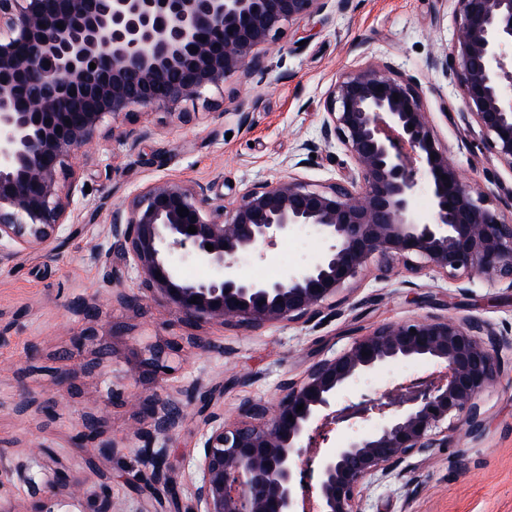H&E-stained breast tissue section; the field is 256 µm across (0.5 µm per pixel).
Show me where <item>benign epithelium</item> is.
<instances>
[{
	"mask_svg": "<svg viewBox=\"0 0 512 512\" xmlns=\"http://www.w3.org/2000/svg\"><path fill=\"white\" fill-rule=\"evenodd\" d=\"M452 2L458 27L449 58L435 66L463 93L461 119L474 120L489 148L512 165V0ZM350 3L0 0V262L64 246L80 206L65 175L75 150L92 146L106 119L129 118L141 107L175 111L208 90L222 91L236 72L262 76V49L285 26L329 8L344 13ZM321 137L345 149L356 174L318 187L294 177L265 183L214 209L202 185L171 178L146 185L108 215L105 243L95 253L106 268L103 282L114 284L132 269L185 324L243 331L308 321L375 259L416 258L457 283L477 273L512 288V221L461 176L409 80L375 66L341 77ZM423 191L424 216L416 209ZM181 207L189 215L179 216ZM190 226L197 233H188ZM299 226L323 239L315 260L276 281L243 273V256L264 259ZM184 261L210 276L183 277ZM177 348L174 342L153 351L154 374H166L169 351ZM419 362L439 375L404 381L375 398H347L373 373ZM509 365L512 339L487 321L428 316L353 336L300 378L283 380L274 401L243 400L232 421L213 408L212 392H202L190 497L183 503L171 496L174 512H302L307 502L313 512H361L367 481L402 475L409 458L448 447L458 428L481 440V396ZM140 412L149 440L140 473L126 481L158 496L159 488L172 487L167 443L185 413L161 394L141 400ZM343 422L352 432L331 443ZM73 443L68 464L50 448L36 449L53 464L38 474L26 461L1 462L0 493L23 485L28 512H60L61 491L69 488L87 499L88 512H121L112 474L101 472L92 489L70 476L77 464L112 456L119 443L104 437L96 417L82 421Z\"/></svg>",
	"mask_w": 512,
	"mask_h": 512,
	"instance_id": "benign-epithelium-1",
	"label": "benign epithelium"
}]
</instances>
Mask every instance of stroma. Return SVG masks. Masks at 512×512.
<instances>
[{
    "mask_svg": "<svg viewBox=\"0 0 512 512\" xmlns=\"http://www.w3.org/2000/svg\"><path fill=\"white\" fill-rule=\"evenodd\" d=\"M457 24L450 0H352L346 13L327 11L287 27L265 53L264 76L231 75L223 91H209V105H197L190 124L156 107L104 123L95 149L80 158L84 210L69 242L0 264V459L23 458L36 471L42 463L32 459V449L51 448L69 459L78 423L95 415L124 444L101 467L112 475L114 501L135 512L140 497L125 478L140 467L148 423L130 397L161 392L184 404L189 386L200 380L223 387L216 404L232 419L243 398H275L282 380L302 376L317 358L382 323L476 315L512 337V289L478 275L463 295L442 274L399 260L384 271L371 265L337 294L334 307L308 322L242 331L183 324L172 308L147 298L132 271L120 287L102 288L104 271L94 259L110 209L162 178L207 187L215 206L290 176L312 185L346 178L351 159L340 145L323 142L320 127L334 84L369 65L411 79L451 160L491 207L512 214L503 199L512 189V166L489 150L477 124L461 121L462 94L434 66ZM305 142L310 150H302ZM322 248L320 236L302 227L264 261H244L243 270L271 280L309 263ZM83 297L103 302L101 318L73 309ZM169 340L180 345L172 375L148 374L149 346ZM204 341L216 351H203ZM57 366L74 375V385H56L51 370ZM116 394L121 403H113ZM482 402L481 441L460 431L429 460L410 458L408 473L367 487L363 512H512V372ZM198 425L188 418L169 443L174 488L184 499Z\"/></svg>",
    "mask_w": 512,
    "mask_h": 512,
    "instance_id": "1",
    "label": "stroma"
}]
</instances>
